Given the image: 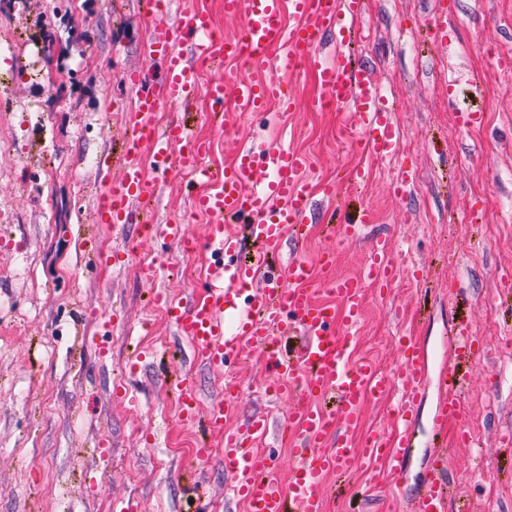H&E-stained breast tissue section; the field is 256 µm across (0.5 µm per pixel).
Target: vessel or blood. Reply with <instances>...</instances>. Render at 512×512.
<instances>
[{"label":"vessel or blood","instance_id":"1","mask_svg":"<svg viewBox=\"0 0 512 512\" xmlns=\"http://www.w3.org/2000/svg\"><path fill=\"white\" fill-rule=\"evenodd\" d=\"M362 10L361 0H224L225 14L241 20L233 38L214 28L210 13L184 11L176 24L158 23L154 37L143 48L149 62L159 64L158 76L134 75L136 105L123 116L130 131L119 150L120 177H113L111 159H104L99 181L98 223L125 225L137 219V208H148L157 195L158 183L148 179L142 151L151 148L160 176L172 173L205 180L208 193L196 196L197 210L214 222L207 241L185 237L179 220L152 225L150 234L180 249L207 250L214 261L201 289L192 291L180 304L170 303L159 263L142 269L143 281L156 284L155 298L166 303L177 336L186 339L194 361L220 367L241 357L245 349L261 353L276 390L286 391L293 405L286 417L273 421L270 413L249 416L239 427L224 428V413L239 396L228 385L220 399L205 413L197 411L193 378L177 375L172 388L182 403L181 420L224 437V471L234 495L242 497L248 512H325L326 474L347 475L357 451L378 461L390 482L400 483L415 442V407L426 389L437 386L438 398L432 418L434 450L423 476L420 493L408 512H446L450 495L448 450L444 430L463 425V367L479 344L468 325L454 337L452 361L429 368V354L416 337H407L399 361L388 377L378 378L367 361L352 360L348 341L364 307V286L373 281L388 287L396 275L392 245L378 239L362 277L324 276L311 282V267L298 252H285L284 234L302 237L315 211V191L324 203H333L337 188L325 183L314 188L307 177L308 158L282 143L241 149L224 172L206 164L210 146L187 132L186 119L159 127L153 115L206 93L212 111L224 109L225 99H235L239 112L262 110L267 101L278 100L291 110L296 89L279 80L262 83L217 77L200 86L196 69L183 55L193 47L199 56L216 66L227 62H271L295 71L314 72L326 100L346 108L355 130V144L364 152L392 159L399 151L402 131L383 105V92L371 72L351 64L345 50L347 35ZM334 34L336 57L322 59V38ZM246 224L257 250L249 261L239 258L241 244L226 235L228 221ZM287 262L277 270L267 264L280 254ZM339 298L340 306L317 303L316 288ZM400 391L394 411L395 432L372 434L366 443L353 438L366 397ZM292 433L295 455L293 478L281 486L273 477L271 456L251 452L255 439L271 432Z\"/></svg>","mask_w":512,"mask_h":512}]
</instances>
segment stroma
I'll return each instance as SVG.
<instances>
[{
  "label": "stroma",
  "instance_id": "1",
  "mask_svg": "<svg viewBox=\"0 0 512 512\" xmlns=\"http://www.w3.org/2000/svg\"><path fill=\"white\" fill-rule=\"evenodd\" d=\"M438 2L363 0L353 59L372 70L404 131L398 160L381 163L346 148L353 131L343 111L316 107L322 90L310 72L294 78L300 91L292 111L249 116L228 132L197 100L191 129L211 142L212 166L231 165L245 145L284 140L310 157L313 182L338 181L345 168L364 172V187L339 189L336 216L353 218L365 206L374 223L342 242L326 224H310L302 253L316 270L333 253L334 274L355 277L375 239L392 240L395 282L369 297L356 330L363 352L384 366L395 363L396 331L449 360L465 299L491 306L488 317L471 318L484 344L466 368L464 407L495 464L479 470L473 450L452 438L448 469L468 512H512V451L501 441L512 430V369L492 372L485 348L512 339V288L504 285L512 274V74L494 63L498 54L512 58V0H448L443 46L427 41L423 27ZM14 3L0 0V29L47 50L23 60L37 76L6 79L13 108L0 111V125L12 132L11 148L0 150V202L12 215L0 223V512H115L120 501L137 512H198L189 491L195 484L208 512H224L230 481L222 456L193 459L220 438L182 426L167 375H192L203 405L235 382L245 395L229 413L231 426L259 410L287 412L288 396L256 389L266 377L260 357L221 369L194 364L122 254L132 242L163 254L161 286L174 297L194 287L209 256L164 249L138 224H98L101 185L84 162L116 151L127 135L130 75L149 67L140 52L148 0H27L21 10ZM30 103L42 115L28 112ZM466 110L482 112V124L460 128L456 116ZM401 163L418 171L402 194L391 180ZM195 195L168 176L156 218L183 217L186 235L203 237L211 219L193 209ZM95 252L105 264L88 263ZM66 265L75 278L61 277ZM111 310L116 318L105 333L90 316ZM436 401L427 392L418 408V444L402 489H374L371 469L357 465L334 486L338 512H401L404 496L420 488ZM77 481L85 493L69 499Z\"/></svg>",
  "mask_w": 512,
  "mask_h": 512
}]
</instances>
